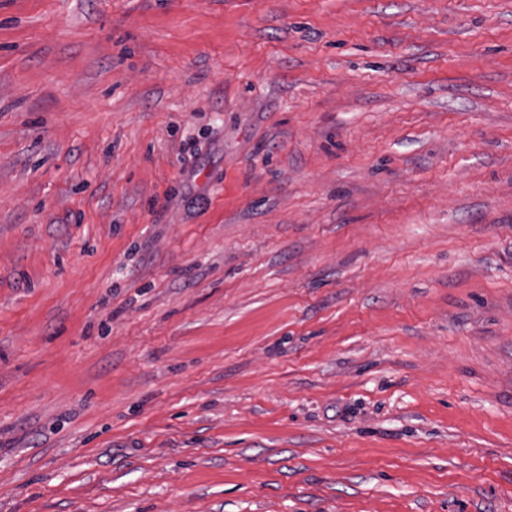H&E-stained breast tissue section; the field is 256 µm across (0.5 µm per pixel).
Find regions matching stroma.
<instances>
[{
  "instance_id": "stroma-1",
  "label": "stroma",
  "mask_w": 512,
  "mask_h": 512,
  "mask_svg": "<svg viewBox=\"0 0 512 512\" xmlns=\"http://www.w3.org/2000/svg\"><path fill=\"white\" fill-rule=\"evenodd\" d=\"M0 512H512V0H0Z\"/></svg>"
}]
</instances>
